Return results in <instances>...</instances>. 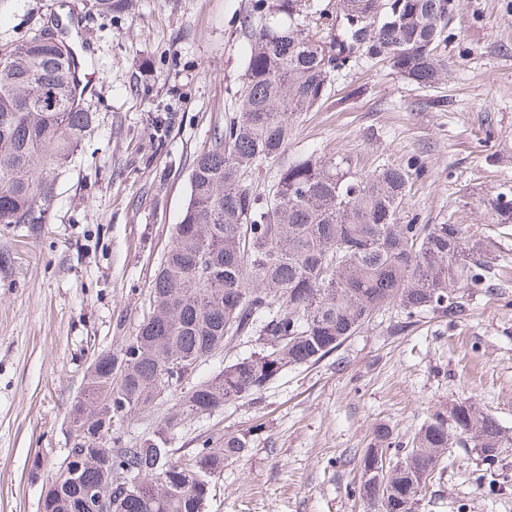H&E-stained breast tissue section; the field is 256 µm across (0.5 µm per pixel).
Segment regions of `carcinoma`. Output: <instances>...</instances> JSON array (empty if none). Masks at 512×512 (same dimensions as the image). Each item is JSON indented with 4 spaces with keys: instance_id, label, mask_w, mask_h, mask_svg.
Here are the masks:
<instances>
[{
    "instance_id": "cac0c4a2",
    "label": "carcinoma",
    "mask_w": 512,
    "mask_h": 512,
    "mask_svg": "<svg viewBox=\"0 0 512 512\" xmlns=\"http://www.w3.org/2000/svg\"><path fill=\"white\" fill-rule=\"evenodd\" d=\"M99 14L128 0H95ZM448 0H251L243 17L251 49L236 116L214 131L194 160L182 220L151 287L153 311L116 352H102L72 407L98 411L112 442V469L143 475L128 498L111 489L120 512H206L213 479L239 462L250 433L207 439L180 457L169 448L183 417L210 414L265 390L287 368L335 352L384 306L405 329L424 313L450 323L467 316L470 293L488 284L494 245L460 224H402L411 173L359 158L288 157L292 124L325 97L336 73L365 56L388 61L424 88L448 73ZM77 53L63 37L35 35L0 44V224H45L67 164L90 132ZM266 163L268 194L250 185ZM499 224H512V187L488 200ZM240 336L258 349L224 365L179 396L149 437L131 447L114 420L169 402L168 363L193 369ZM376 431L357 457L353 492L369 512H415L448 449L478 448L492 460L512 436L470 398L438 408L413 439L391 448ZM394 451L385 491L374 462ZM102 464L72 450L68 476L44 492L43 512H86L85 492L102 483Z\"/></svg>"
}]
</instances>
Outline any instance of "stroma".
Returning <instances> with one entry per match:
<instances>
[{"label": "stroma", "mask_w": 512, "mask_h": 512, "mask_svg": "<svg viewBox=\"0 0 512 512\" xmlns=\"http://www.w3.org/2000/svg\"><path fill=\"white\" fill-rule=\"evenodd\" d=\"M249 0H0V42L61 18L86 58L94 123L44 224H0V512H38L72 447L70 408L88 367L136 334L151 284L190 194L196 153L236 109L249 56ZM448 78L422 88L387 62L358 59L293 126L288 152L351 153L366 169L419 159L401 223L460 224L512 262L486 202L512 186V0H461L448 26ZM447 106L435 107L436 97ZM167 121L157 136L153 120ZM455 324L423 315L396 330L395 309L322 360L285 370L261 394L186 417L176 454L252 431L225 466L208 512H366L351 463L373 429L412 438L435 409L472 397L512 432V276H492ZM415 512H512V449L488 461L453 448Z\"/></svg>", "instance_id": "stroma-1"}]
</instances>
